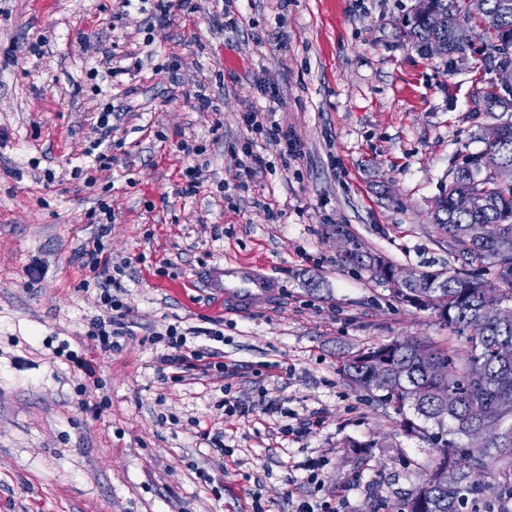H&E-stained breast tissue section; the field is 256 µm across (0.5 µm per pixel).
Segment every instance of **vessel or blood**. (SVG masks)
I'll return each instance as SVG.
<instances>
[{
	"label": "vessel or blood",
	"mask_w": 512,
	"mask_h": 512,
	"mask_svg": "<svg viewBox=\"0 0 512 512\" xmlns=\"http://www.w3.org/2000/svg\"><path fill=\"white\" fill-rule=\"evenodd\" d=\"M209 292L239 309H253L270 304L277 295L272 278L257 267L241 263L210 265L203 276Z\"/></svg>",
	"instance_id": "1"
}]
</instances>
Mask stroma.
Here are the masks:
<instances>
[{"mask_svg":"<svg viewBox=\"0 0 512 512\" xmlns=\"http://www.w3.org/2000/svg\"><path fill=\"white\" fill-rule=\"evenodd\" d=\"M414 0H235L237 32L213 29L224 0L196 13L173 10L162 27L116 0H0V512H250L254 496L271 512L301 498L336 512H400L441 455L407 435L392 407L351 388L344 356L394 340L460 337L433 314L401 306L385 285L344 269L324 233L345 225L355 243L395 268L448 272L432 201L456 166L486 144L489 127L512 112L476 111L498 75L484 27L462 57L426 58L405 35ZM47 37L41 59L27 42ZM152 37L156 64L88 88L105 54L123 57ZM185 92L168 98V62ZM205 80L218 112L193 109L188 91ZM278 89L277 101L259 83ZM133 88L138 108L115 133L111 167L94 168L100 97ZM276 108L303 154L235 185L246 143L271 159L281 146L241 125L244 104ZM223 124V139L211 129ZM206 147L212 164L200 191L181 195L190 160L179 139ZM52 169L34 176L31 158ZM94 178L87 188L86 178ZM112 206V262L127 287L125 341L89 352L87 325L100 315L77 254ZM282 213L267 221L263 206ZM232 258L275 279L278 295L246 313L205 291L200 274ZM46 274L27 282L26 268ZM221 326L225 363L236 378L173 381L155 367L163 325ZM88 354L98 385L52 345ZM284 401L290 424L322 416L300 438L271 439L276 417L224 414L226 395ZM222 436L228 455L215 450ZM320 459L318 484L305 461Z\"/></svg>","mask_w":512,"mask_h":512,"instance_id":"35a3bbf8","label":"stroma"}]
</instances>
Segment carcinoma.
<instances>
[{
	"instance_id": "1",
	"label": "carcinoma",
	"mask_w": 512,
	"mask_h": 512,
	"mask_svg": "<svg viewBox=\"0 0 512 512\" xmlns=\"http://www.w3.org/2000/svg\"><path fill=\"white\" fill-rule=\"evenodd\" d=\"M446 8L448 0H425L408 18V35L420 55L432 56L434 42L443 43L450 56L464 54L469 46L468 29L459 14L452 15L442 31L431 27L430 14ZM464 13L492 35L497 67H512V0H464ZM482 104L487 112H512V97L494 91L484 95ZM500 129L497 142L456 168L440 200L436 237L439 244H448L458 267L446 275L421 273L406 289L409 295L430 299L426 310L440 311L442 322L464 335V344L392 341L382 355L371 347L344 358L341 366L348 384L362 391L370 390L379 367L388 366L395 381L373 395L402 416L408 434L425 438L443 455L442 465L423 485L425 501L412 493L403 500L401 512H464L468 502L488 489L470 481V471L492 467L504 448L512 452V325L504 326L493 318L496 305H512V182H502L493 173L498 163L512 164V122L501 124ZM470 224H490L492 230L485 240L474 242L467 236ZM376 261L377 255L356 246L345 267L365 271L380 283L383 269ZM485 265L496 267L499 286L493 296L485 292L486 281L470 274L471 268ZM415 389L427 394L419 403L411 400ZM445 391L446 407L440 403ZM407 407L437 431L405 417ZM487 419L499 424V434L491 443L493 454L461 448L444 438L447 432L465 437L469 428ZM447 421L452 423L448 431L444 429ZM496 495L512 498L511 468L499 471Z\"/></svg>"
}]
</instances>
